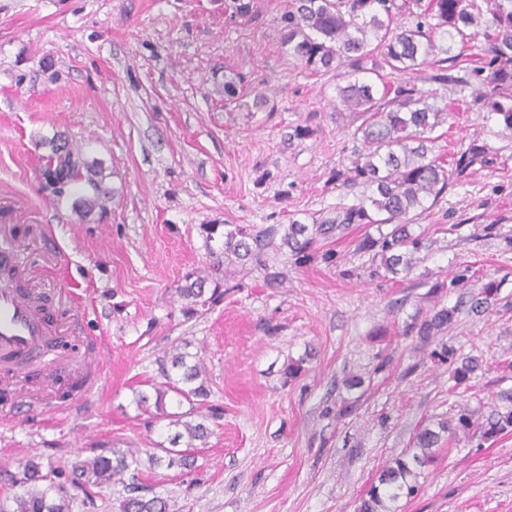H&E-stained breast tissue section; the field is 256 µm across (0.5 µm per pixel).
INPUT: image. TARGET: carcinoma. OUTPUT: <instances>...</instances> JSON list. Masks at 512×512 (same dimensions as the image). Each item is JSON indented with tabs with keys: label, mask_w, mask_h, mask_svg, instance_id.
<instances>
[{
	"label": "carcinoma",
	"mask_w": 512,
	"mask_h": 512,
	"mask_svg": "<svg viewBox=\"0 0 512 512\" xmlns=\"http://www.w3.org/2000/svg\"><path fill=\"white\" fill-rule=\"evenodd\" d=\"M280 22L288 55L312 74L335 72L341 81L339 103L359 121L353 137H361L363 146L355 149L349 164L332 172L330 182L340 191L371 190L356 203L336 206L332 215L311 226L292 221L282 244L304 262L315 258L313 245L319 238H340L363 224L389 225L386 233L365 235L358 248L379 260L377 275L412 273L424 242L410 226L474 164H496L475 138L460 144L457 159L450 165L432 155L437 140L434 132L450 115L448 106L438 107L434 101L445 99L450 90L471 86L474 95L469 110L484 113L485 120L495 121L502 132L512 134V0H292ZM427 69L431 88L424 90L416 85L415 75ZM241 83L239 75H224V100H236ZM49 169L54 177L47 185L53 191L60 193L83 180L93 195L76 200L77 205L86 212L106 209L109 192L102 187L97 166L54 143ZM205 231L211 241L217 234L223 237L219 256L224 265L261 260L265 249L261 234L239 224L222 233L219 225L208 224ZM186 280L179 295L187 300L186 310L193 313L212 298H204L205 277L191 273ZM500 288L499 281L485 282L470 299V311L481 315L492 310ZM457 313L456 306L441 307L414 323L409 332L428 342L448 329ZM187 358V353L171 355V367L177 371L174 376L161 370L165 382L155 388L156 405H162L169 394L189 403L207 399L204 363L200 359L190 363ZM479 368L478 359H462L453 371L456 384ZM183 426L184 432L171 437V447L148 456L150 464H159L166 456L169 467L193 466L196 442L206 441L209 428L203 422ZM473 428L471 417L460 413L455 421L439 423L436 431L419 430L413 452L393 458L380 471L356 512H392L391 504L413 497L419 490L420 470L434 462L442 434L454 438L460 431L470 434ZM183 439L186 443L181 449ZM138 465L136 454L114 451L110 457L85 461L80 472L120 477ZM57 476L52 465L26 460L18 479L22 491L12 497L15 507L10 509L1 501L0 512H70V499L64 486L55 481ZM121 512H172V508L166 499L148 498L132 487Z\"/></svg>",
	"instance_id": "carcinoma-1"
}]
</instances>
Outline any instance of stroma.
I'll return each instance as SVG.
<instances>
[{"label":"stroma","mask_w":512,"mask_h":512,"mask_svg":"<svg viewBox=\"0 0 512 512\" xmlns=\"http://www.w3.org/2000/svg\"><path fill=\"white\" fill-rule=\"evenodd\" d=\"M228 2L0 0V247L20 273L11 285L79 303L77 345L103 350L90 388L0 403L2 499L27 459L67 475L132 448L139 470L69 488L71 512H120L131 486L175 512H355L419 427L463 409L481 422L512 411V135L466 109L471 91L458 94L435 150L451 158L475 136L499 163L473 166L412 225L425 246L411 274L375 275L358 249L368 224L319 241L331 263L301 264L272 245L262 263L215 268L221 243L204 225L281 231L358 197L329 181L357 145L355 124L336 106L335 76L289 57L280 18L290 0H252L247 18L231 17ZM230 72L244 82L228 104ZM299 124L313 135L291 138ZM63 139L116 189L104 214L75 210L86 183L60 196L46 188L50 144ZM467 265L478 277L466 290L431 294ZM195 271L222 294L188 315L178 290ZM485 275L501 281L500 301L478 316L464 303ZM454 305L455 322L431 342L408 333ZM183 345L205 363L206 403L170 396L164 413L138 408ZM447 348L480 369L455 383ZM292 363L301 370L289 378ZM174 413L211 429L191 470L145 462L168 446ZM419 485L398 512H512V429L441 442Z\"/></svg>","instance_id":"1"}]
</instances>
